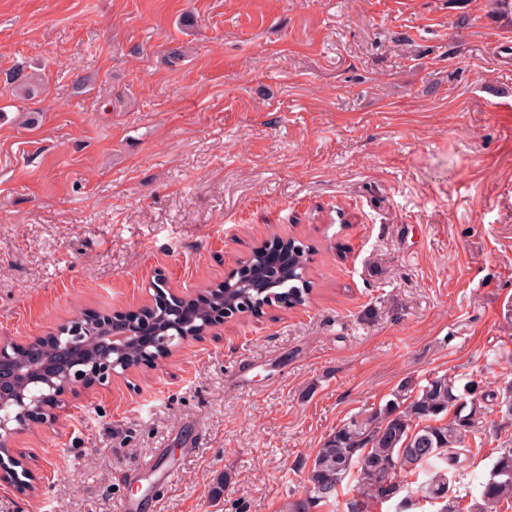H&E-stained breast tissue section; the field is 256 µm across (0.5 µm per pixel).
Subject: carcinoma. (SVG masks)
Masks as SVG:
<instances>
[{
    "label": "carcinoma",
    "mask_w": 512,
    "mask_h": 512,
    "mask_svg": "<svg viewBox=\"0 0 512 512\" xmlns=\"http://www.w3.org/2000/svg\"><path fill=\"white\" fill-rule=\"evenodd\" d=\"M43 80L36 73L22 70L11 77V92L27 99L42 90ZM288 248V268H265V251L255 249L245 263L248 271L263 272V281L239 277L241 288L220 283L203 294L182 302L167 313L151 308L142 310L154 324L156 335L195 336L227 311L246 309L255 314L270 300L283 295L299 304L309 295L310 283L304 277L307 256L303 246L292 240L280 241ZM149 347L134 341L125 351L130 366L143 361ZM473 391L460 392L448 375L432 378L414 397L396 393L394 398L366 418L356 417L329 434L313 458L306 500L291 505L292 512H309L310 505L332 497L349 471L358 468L360 482L357 498L349 503L348 512H368V504L385 503L399 498L395 512H405L413 494L425 492L428 499H444L441 512H461L456 498L448 496L452 483L467 468L469 446L466 440L481 431L486 409L475 407ZM454 416L444 424L431 425L448 411ZM393 460L397 470L408 474L422 473L426 480L413 488L409 483L386 484L384 466ZM512 499V445L498 449L489 479L479 483L478 496L471 499L467 512H498L497 506Z\"/></svg>",
    "instance_id": "obj_1"
}]
</instances>
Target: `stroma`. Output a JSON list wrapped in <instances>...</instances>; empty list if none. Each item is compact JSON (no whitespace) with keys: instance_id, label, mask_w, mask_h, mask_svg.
I'll use <instances>...</instances> for the list:
<instances>
[{"instance_id":"1","label":"stroma","mask_w":512,"mask_h":512,"mask_svg":"<svg viewBox=\"0 0 512 512\" xmlns=\"http://www.w3.org/2000/svg\"><path fill=\"white\" fill-rule=\"evenodd\" d=\"M507 41L492 0H0V336L196 294L276 239L312 283L69 391L14 435L35 491L0 468V512H123L151 459L160 512H289L351 417L511 385ZM19 68L45 91L11 96ZM510 441L487 414L461 505ZM136 475L142 480L151 482L160 481L168 487H172L175 480V470L163 468L150 461L146 462Z\"/></svg>"}]
</instances>
